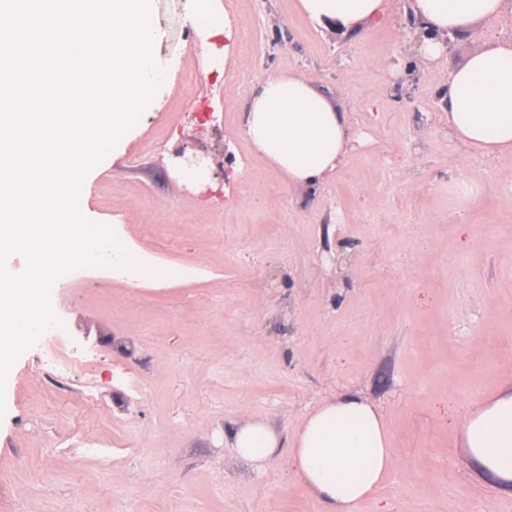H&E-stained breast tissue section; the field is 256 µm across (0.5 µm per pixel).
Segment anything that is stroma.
Returning <instances> with one entry per match:
<instances>
[{
  "mask_svg": "<svg viewBox=\"0 0 512 512\" xmlns=\"http://www.w3.org/2000/svg\"><path fill=\"white\" fill-rule=\"evenodd\" d=\"M203 6L152 0L167 78L80 196L88 219L189 275L134 283L85 268L54 285L93 371L56 391L46 336L15 363L0 512H322L288 449L343 394L381 413L395 461L358 512H512L455 426L512 375V154L466 149L444 110L450 73L512 19L452 36L428 62L408 38V0L348 37L297 0H209L227 33ZM288 72L351 129L342 166L312 184L274 170L245 133L252 94ZM464 178L478 189L461 200L451 184ZM253 421L281 441L261 467L231 446Z\"/></svg>",
  "mask_w": 512,
  "mask_h": 512,
  "instance_id": "35a3bbf8",
  "label": "stroma"
}]
</instances>
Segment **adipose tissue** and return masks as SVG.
Here are the masks:
<instances>
[{"label":"adipose tissue","instance_id":"ef3b65f1","mask_svg":"<svg viewBox=\"0 0 512 512\" xmlns=\"http://www.w3.org/2000/svg\"><path fill=\"white\" fill-rule=\"evenodd\" d=\"M389 0H298L314 24L347 35L388 16ZM413 48L434 61L449 36L483 20L512 16V0H408ZM448 130L487 156L512 154V33L472 55L448 81ZM246 135L257 152L289 181L305 183L337 171L351 132L345 112L296 74L269 76L250 99ZM461 446L477 474L512 494V378L491 399L470 407L460 422ZM243 459L261 464L280 446L265 423L234 434ZM288 459L298 482L324 512H357L391 471L394 461L379 412L346 395L322 402L294 437Z\"/></svg>","mask_w":512,"mask_h":512}]
</instances>
